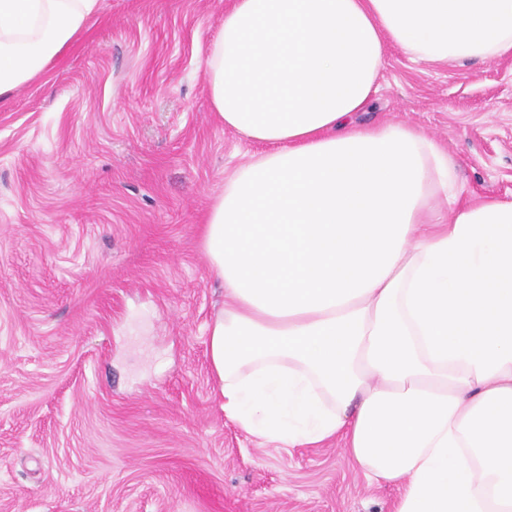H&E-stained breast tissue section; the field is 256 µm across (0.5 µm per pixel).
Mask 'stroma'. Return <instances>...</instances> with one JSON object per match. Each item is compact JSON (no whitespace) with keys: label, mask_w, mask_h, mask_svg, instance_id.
Here are the masks:
<instances>
[{"label":"stroma","mask_w":512,"mask_h":512,"mask_svg":"<svg viewBox=\"0 0 512 512\" xmlns=\"http://www.w3.org/2000/svg\"><path fill=\"white\" fill-rule=\"evenodd\" d=\"M233 0H100L0 102V512H394L341 441L284 448L224 415L207 328L224 287L202 226L250 145L205 49ZM512 200V53L386 50L372 111Z\"/></svg>","instance_id":"stroma-1"}]
</instances>
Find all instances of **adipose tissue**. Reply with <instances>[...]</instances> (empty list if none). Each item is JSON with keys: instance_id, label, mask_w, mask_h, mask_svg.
<instances>
[{"instance_id": "obj_1", "label": "adipose tissue", "mask_w": 512, "mask_h": 512, "mask_svg": "<svg viewBox=\"0 0 512 512\" xmlns=\"http://www.w3.org/2000/svg\"><path fill=\"white\" fill-rule=\"evenodd\" d=\"M99 0H0V100ZM512 53V0H234L207 49L212 105L258 149L224 181L203 249L224 413L288 446L344 439L395 512H512V200H462L455 161L363 125L387 46ZM450 219L424 223L439 198Z\"/></svg>"}]
</instances>
